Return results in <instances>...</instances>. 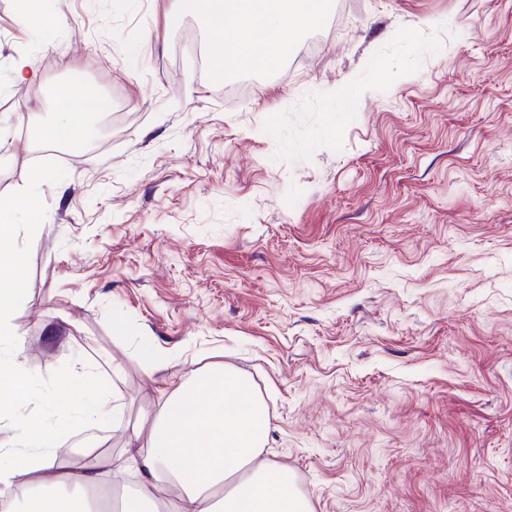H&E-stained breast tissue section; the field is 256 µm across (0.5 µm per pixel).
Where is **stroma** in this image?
I'll use <instances>...</instances> for the list:
<instances>
[{"instance_id": "35a3bbf8", "label": "stroma", "mask_w": 512, "mask_h": 512, "mask_svg": "<svg viewBox=\"0 0 512 512\" xmlns=\"http://www.w3.org/2000/svg\"><path fill=\"white\" fill-rule=\"evenodd\" d=\"M49 7L47 39L0 0V200L51 179L14 238L16 420L54 395L60 439L117 460L223 363L315 512H512V0H344L321 52L220 78L176 0ZM65 82L105 89L98 151L30 135ZM80 357L121 404L89 427L58 386Z\"/></svg>"}]
</instances>
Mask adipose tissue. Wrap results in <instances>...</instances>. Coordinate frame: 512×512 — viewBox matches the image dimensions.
I'll list each match as a JSON object with an SVG mask.
<instances>
[{
	"mask_svg": "<svg viewBox=\"0 0 512 512\" xmlns=\"http://www.w3.org/2000/svg\"><path fill=\"white\" fill-rule=\"evenodd\" d=\"M305 0H179L183 13L222 33V53L209 63L219 72L268 71L283 61L303 31L319 22L324 8H305ZM57 117L43 127L48 143L78 139L91 109L89 94L68 83L55 91ZM26 203L0 201V270L20 277L24 260L8 248L19 219L30 217ZM22 301L18 286L0 287V402L23 399L32 379L24 359V341L13 323ZM89 365L77 361L61 379L75 392L72 416L91 425L111 408L104 391L86 392ZM269 417L250 384L221 363L179 385L162 398L147 433H134L125 453L141 476L138 496L124 499L122 512H313L288 467L260 462L267 442ZM84 464L67 470V460ZM125 465L86 446L59 444L42 420L15 427L9 446L0 448V498L17 512H96L90 493L105 479L123 478Z\"/></svg>",
	"mask_w": 512,
	"mask_h": 512,
	"instance_id": "obj_1",
	"label": "adipose tissue"
}]
</instances>
